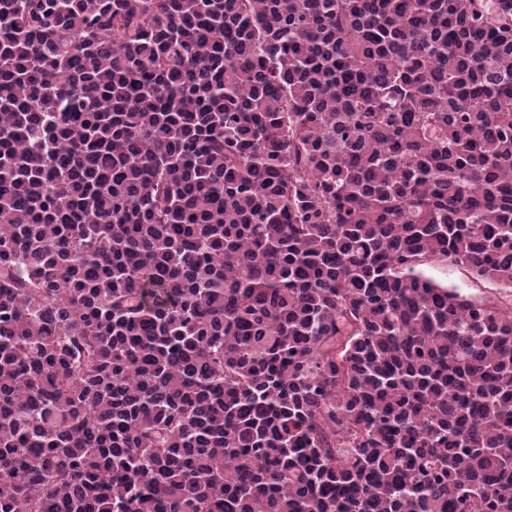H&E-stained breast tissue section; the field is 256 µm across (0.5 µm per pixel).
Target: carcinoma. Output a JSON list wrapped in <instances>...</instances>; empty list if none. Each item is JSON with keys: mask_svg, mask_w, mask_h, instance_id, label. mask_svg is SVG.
<instances>
[{"mask_svg": "<svg viewBox=\"0 0 512 512\" xmlns=\"http://www.w3.org/2000/svg\"><path fill=\"white\" fill-rule=\"evenodd\" d=\"M0 512H512V0H0ZM435 273L448 280V286H455L464 294L474 297L496 294L495 285L487 282H479L471 279L466 269L462 267L448 266V270L435 269Z\"/></svg>", "mask_w": 512, "mask_h": 512, "instance_id": "obj_1", "label": "carcinoma"}]
</instances>
